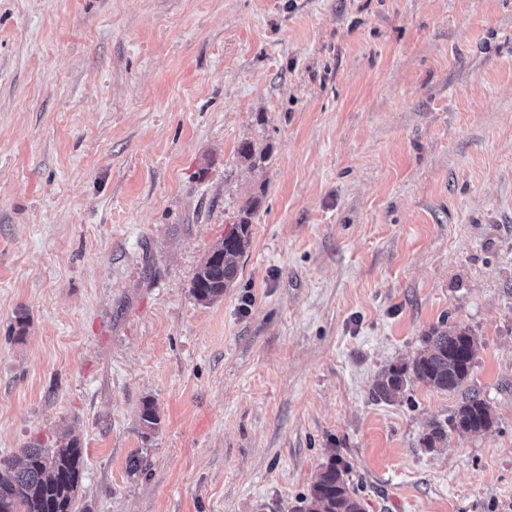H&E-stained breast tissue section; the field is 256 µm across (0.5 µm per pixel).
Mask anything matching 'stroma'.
Wrapping results in <instances>:
<instances>
[{
    "instance_id": "obj_1",
    "label": "stroma",
    "mask_w": 512,
    "mask_h": 512,
    "mask_svg": "<svg viewBox=\"0 0 512 512\" xmlns=\"http://www.w3.org/2000/svg\"><path fill=\"white\" fill-rule=\"evenodd\" d=\"M440 323L493 424L429 449L461 394L374 383ZM73 436V512H302L331 461L512 512V0H0V459ZM257 204V200H252L246 205L238 228L225 236L213 249L220 250L222 257L214 262L207 258L196 272L192 281V293L198 301L211 302L223 296L224 289L236 279L239 261L250 245V216Z\"/></svg>"
}]
</instances>
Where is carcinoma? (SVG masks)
Listing matches in <instances>:
<instances>
[{"label": "carcinoma", "mask_w": 512, "mask_h": 512, "mask_svg": "<svg viewBox=\"0 0 512 512\" xmlns=\"http://www.w3.org/2000/svg\"><path fill=\"white\" fill-rule=\"evenodd\" d=\"M257 201L243 209L239 226L216 246L222 257L204 261L192 281V293L200 302L224 295L236 279L239 261L250 245V216ZM423 348L411 363L392 366L375 383L379 396L391 401L413 380L436 391L456 392L465 386L475 355V341L465 330L429 329L422 336ZM492 425L490 405L476 392L463 398L449 428L435 425L423 438L428 448L448 438V430L478 434ZM83 466L82 448L76 438L59 448H22L19 454L0 459V512H72ZM305 512H361L356 489L347 471L332 460L319 471L304 498Z\"/></svg>", "instance_id": "1"}]
</instances>
